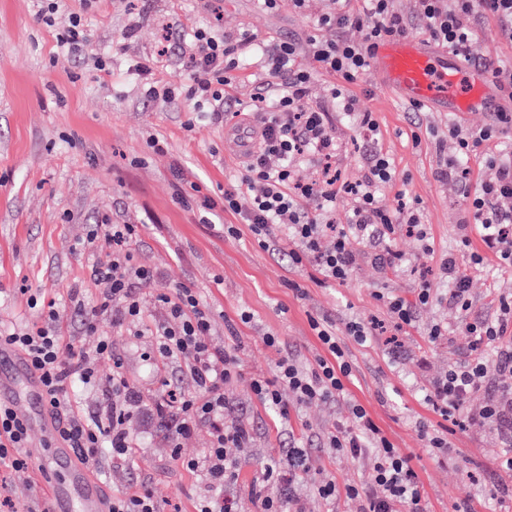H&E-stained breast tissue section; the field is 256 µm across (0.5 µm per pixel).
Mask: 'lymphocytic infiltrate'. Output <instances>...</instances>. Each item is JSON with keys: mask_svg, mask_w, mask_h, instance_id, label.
<instances>
[{"mask_svg": "<svg viewBox=\"0 0 512 512\" xmlns=\"http://www.w3.org/2000/svg\"><path fill=\"white\" fill-rule=\"evenodd\" d=\"M362 10H354L351 0H328L326 9L314 10V0H293V7L308 18L311 26L304 41L280 39L256 47L263 60L264 82L259 83L254 101L266 108L258 127V145L249 153L241 180L224 191V208L250 225L259 245L269 248L275 230H285L294 247L289 252L292 265L311 262L324 278L344 282L359 259L354 243L381 246L377 256L381 266L392 268L404 255L394 248L393 239L401 225L416 228L420 218L415 200L399 201L396 209L379 204L378 193L390 183L395 171L379 146V126L373 114L356 109L355 99L332 92L333 110L311 106L308 86L316 75L326 74L346 84L357 83L369 70V51L380 41L408 36L413 24H421L436 45L454 49L469 65L486 70L501 94L512 100V66L475 56L472 45L477 29L494 20L500 37L512 41V0H416L415 17L396 12L392 0H364ZM331 37H324V30ZM195 46L190 56L192 69L189 97L211 114L224 110V89L233 82L238 68V47L212 28L193 33ZM308 52L315 66L301 67L297 59ZM353 122L364 143L365 178L356 185L338 188V175L323 171L321 179L300 180L297 172L304 163L330 162L338 151L333 112ZM512 127V113L497 115L496 125L477 131L454 129L456 151L453 159L439 169L437 177L454 182L468 203L480 227L482 242L507 265H512V154L489 149L499 134ZM487 147L486 174L479 186H472L466 165L480 147ZM350 194L346 228L338 231L330 249H322L321 239L332 228L331 215L338 192ZM137 234L133 224L102 222L100 233L91 234L82 249L104 248L110 253L107 265L93 266L98 295L86 302L80 292L69 295L75 312L82 315L85 332L98 329L101 317L111 316L114 327L127 335L146 333L152 338L151 360L158 369L177 367L178 379L161 377L160 388L151 404L143 399L126 375L124 362L112 351L109 337H102L95 349L78 347L62 332V312L55 302L44 304L37 322L20 329L0 331L6 342L24 354L41 375L61 439L74 449L77 458L96 463L103 458L129 461L136 442L129 424L139 410H146L150 422L165 429L173 461L185 471L202 476L207 495L197 499L195 512H236L235 501L226 495L236 484L242 458L253 440V431L240 422H227L232 406L229 389L242 376L235 348L214 347L210 307L188 287L160 295L159 319L143 325V307L136 293L138 284L153 277V270L135 262L129 248ZM322 345V354L303 365L283 356L272 376L251 378L257 399L280 415H287L283 391H291L302 403L332 402L346 395L352 366L328 322L312 320ZM467 335L476 344L498 346L500 372L512 374V299L499 298L498 314L465 324ZM112 360V370L99 375L101 358ZM487 375V363L473 353L463 365L449 369L436 380L426 400L440 413L457 410L471 393L480 389ZM80 387L97 388L102 403L92 416H84L73 392ZM348 422L323 431V444L330 450L369 460L368 480L360 485L338 488L335 480L319 479L315 494L333 503L338 494L359 503L360 512H426L409 457L389 441L371 419L366 408L348 403ZM206 422L210 443L200 454L186 457L181 441ZM29 427L9 405L0 403V468H28L25 449ZM307 449L289 446L282 454L268 458L260 467L252 493L261 512H301L295 486L301 475L310 472ZM280 488L278 495L265 492L267 485Z\"/></svg>", "mask_w": 512, "mask_h": 512, "instance_id": "obj_1", "label": "lymphocytic infiltrate"}]
</instances>
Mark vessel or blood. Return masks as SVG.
I'll use <instances>...</instances> for the list:
<instances>
[{"mask_svg": "<svg viewBox=\"0 0 512 512\" xmlns=\"http://www.w3.org/2000/svg\"><path fill=\"white\" fill-rule=\"evenodd\" d=\"M369 63L385 91L431 112L454 118L489 105L512 110V101L499 95L484 71L464 68L451 49L424 40H387L374 50ZM4 397L41 432L42 443L31 445L29 454L38 460L40 470L51 474L49 512H108V498L98 480L76 463L72 448L59 438L39 374L12 346L1 343L0 399Z\"/></svg>", "mask_w": 512, "mask_h": 512, "instance_id": "b4317fda", "label": "vessel or blood"}]
</instances>
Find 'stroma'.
Returning a JSON list of instances; mask_svg holds the SVG:
<instances>
[{
  "label": "stroma",
  "instance_id": "1",
  "mask_svg": "<svg viewBox=\"0 0 512 512\" xmlns=\"http://www.w3.org/2000/svg\"><path fill=\"white\" fill-rule=\"evenodd\" d=\"M41 0H0V328H21L35 320L30 296L64 302L72 290L93 298L91 267L105 261L104 250L84 253L77 240L96 231L103 219L136 225L130 249L154 276L137 293L146 313L157 314L156 300L180 286L192 288L210 306L213 346L236 347L242 379L230 395L229 418H242L254 439L239 480L228 493L238 512H258L250 494L262 461L295 442L313 451L312 469L298 484L304 512H351L346 497L330 505L314 497V479L330 476L339 486L364 482L366 460L320 448L318 437L331 424L348 418V399L361 403L382 433L411 458L427 512H456L469 502L471 512H512V476L500 468L504 443L496 426L472 421L496 394L497 372L473 392L462 408L443 416L424 398L430 383L463 364L472 344L464 324L497 313V296L512 295V267L495 254L472 268L462 240L480 246L467 205L452 183L437 181L435 172L453 150V128L476 130L493 120L489 112H467L449 123L439 112H415L383 90L373 73L342 88L373 112L379 145L395 170L393 181L379 192L391 209L400 194L420 200L422 222L432 252L400 231L395 247L405 256L394 268L381 267L375 249L364 243L361 258L346 281L317 282L312 266H291L289 240L278 233L274 246L261 248L249 225L237 236L225 235L234 216L221 209L224 188L243 173L244 156L224 129L232 115L211 118L183 94L190 80L185 67L184 34L209 26L229 35L248 34L271 43L284 37L304 38L309 22L291 0L266 10L261 0H64L51 20L41 15ZM81 15L87 37L77 48L63 45L72 15ZM155 64L153 78L179 86L170 98H150L135 66ZM107 62L108 72L97 69ZM339 151L336 167L343 180L355 182L365 173L363 141L354 126L334 122ZM210 197L205 210L193 191ZM458 256L470 278L468 310L448 299L440 263ZM429 281L434 300L420 307L416 322L397 327L377 292L392 291L414 300L420 281ZM252 314L249 323L241 310ZM331 324L353 367L347 399L336 403L289 402L280 415L252 393L249 382L268 376L280 353L305 363L322 346L311 319ZM372 322L369 343L357 344L347 325ZM443 324L448 334L429 343L425 331ZM62 327L77 344L92 347L97 336L112 339L124 359L130 381L151 399L159 385L145 357L150 340L114 334L102 319L97 336L86 335L79 317L65 312ZM273 334L281 350L267 347ZM134 457L129 465L96 464L104 490H126L149 480L164 512H194L203 493L200 476L179 468L159 428L133 420ZM447 435L450 448L435 455L426 433ZM17 512H43L47 506L33 469L0 471Z\"/></svg>",
  "mask_w": 512,
  "mask_h": 512
}]
</instances>
